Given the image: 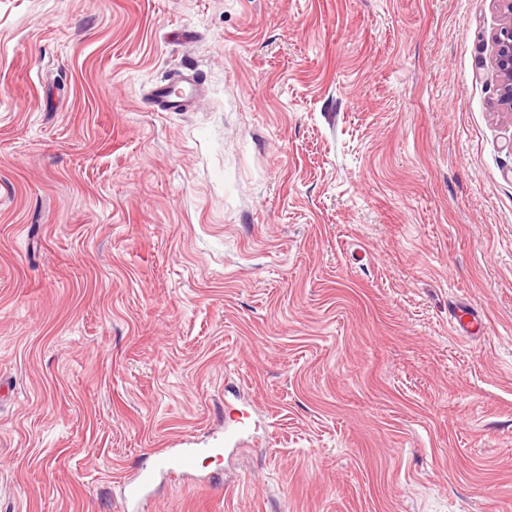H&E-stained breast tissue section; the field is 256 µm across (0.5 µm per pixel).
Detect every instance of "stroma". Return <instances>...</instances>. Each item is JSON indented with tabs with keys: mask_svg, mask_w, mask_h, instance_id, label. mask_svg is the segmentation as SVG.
<instances>
[{
	"mask_svg": "<svg viewBox=\"0 0 512 512\" xmlns=\"http://www.w3.org/2000/svg\"><path fill=\"white\" fill-rule=\"evenodd\" d=\"M502 22L0 0V512H116L183 437L222 453L139 512H512ZM242 402L255 444L223 449ZM193 85L184 89L168 83L158 84L152 88L149 94L148 103L160 112H180L187 110L194 95Z\"/></svg>",
	"mask_w": 512,
	"mask_h": 512,
	"instance_id": "35a3bbf8",
	"label": "stroma"
}]
</instances>
